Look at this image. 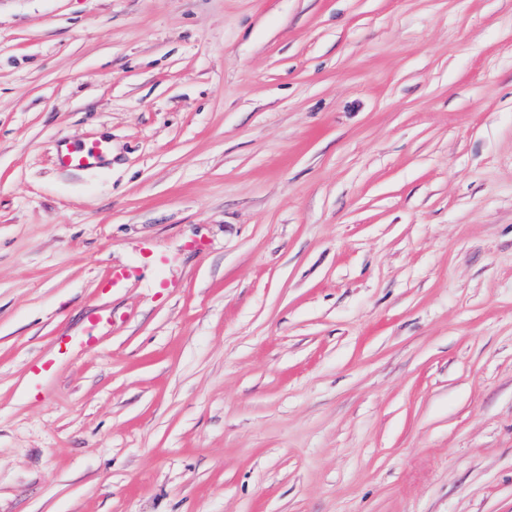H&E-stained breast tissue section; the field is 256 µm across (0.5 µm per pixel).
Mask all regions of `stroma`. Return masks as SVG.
Instances as JSON below:
<instances>
[{
    "label": "stroma",
    "mask_w": 512,
    "mask_h": 512,
    "mask_svg": "<svg viewBox=\"0 0 512 512\" xmlns=\"http://www.w3.org/2000/svg\"><path fill=\"white\" fill-rule=\"evenodd\" d=\"M0 512H512V0H0ZM112 151V141L102 137L82 144H59L56 153L57 166L66 171H82L95 168L104 162Z\"/></svg>",
    "instance_id": "obj_1"
}]
</instances>
